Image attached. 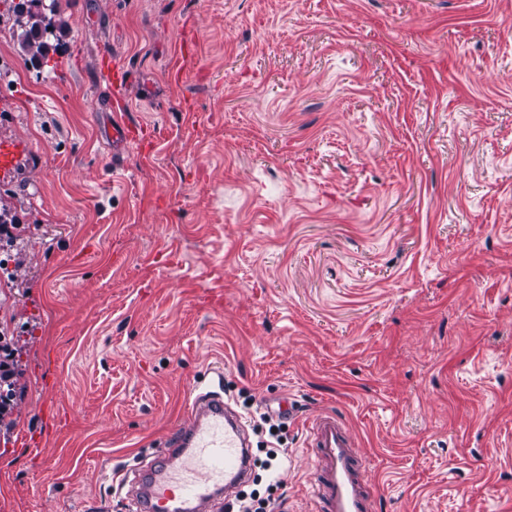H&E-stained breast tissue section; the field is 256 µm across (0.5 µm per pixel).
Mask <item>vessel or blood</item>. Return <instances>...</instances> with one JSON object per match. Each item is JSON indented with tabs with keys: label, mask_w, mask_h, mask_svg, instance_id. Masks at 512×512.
<instances>
[{
	"label": "vessel or blood",
	"mask_w": 512,
	"mask_h": 512,
	"mask_svg": "<svg viewBox=\"0 0 512 512\" xmlns=\"http://www.w3.org/2000/svg\"><path fill=\"white\" fill-rule=\"evenodd\" d=\"M100 76L117 105L112 139L132 143L135 127L122 113L129 74L105 53ZM30 157L26 142L0 135V181L14 177ZM187 415L150 466L137 470L130 512H222L248 479L253 460L248 429L225 402L223 385L204 386L188 402ZM307 441L312 461L308 494L315 512H374L375 494L343 417L333 411L312 416Z\"/></svg>",
	"instance_id": "obj_1"
}]
</instances>
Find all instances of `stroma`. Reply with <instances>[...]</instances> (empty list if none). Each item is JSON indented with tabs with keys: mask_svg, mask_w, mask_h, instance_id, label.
<instances>
[{
	"mask_svg": "<svg viewBox=\"0 0 512 512\" xmlns=\"http://www.w3.org/2000/svg\"><path fill=\"white\" fill-rule=\"evenodd\" d=\"M0 104L32 165L0 333L24 396L0 512H127L132 466L224 375L288 401L276 512L333 410L378 512H512V0H58ZM142 141L113 149L102 53Z\"/></svg>",
	"mask_w": 512,
	"mask_h": 512,
	"instance_id": "obj_1",
	"label": "stroma"
}]
</instances>
